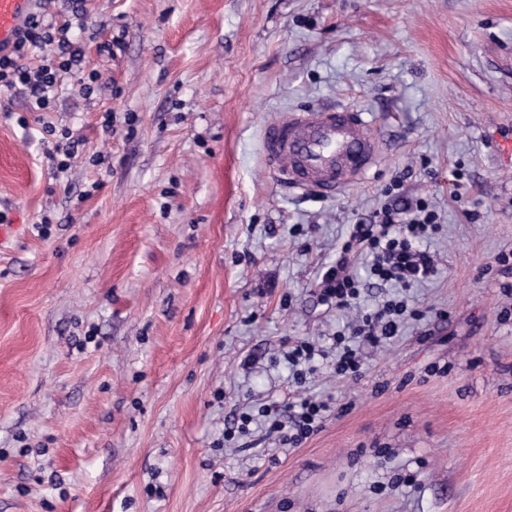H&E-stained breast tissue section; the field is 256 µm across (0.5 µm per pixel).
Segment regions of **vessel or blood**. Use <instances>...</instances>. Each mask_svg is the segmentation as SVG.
Here are the masks:
<instances>
[{"instance_id": "1", "label": "vessel or blood", "mask_w": 512, "mask_h": 512, "mask_svg": "<svg viewBox=\"0 0 512 512\" xmlns=\"http://www.w3.org/2000/svg\"><path fill=\"white\" fill-rule=\"evenodd\" d=\"M35 0H0V48L12 46ZM381 136L351 106L300 109L269 124L262 135L266 165L278 183L332 197L378 162Z\"/></svg>"}]
</instances>
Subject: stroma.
Wrapping results in <instances>:
<instances>
[{"mask_svg":"<svg viewBox=\"0 0 512 512\" xmlns=\"http://www.w3.org/2000/svg\"><path fill=\"white\" fill-rule=\"evenodd\" d=\"M82 21L123 40L85 44L101 90L65 80L49 112L0 90V214L23 217L0 244V512H512V0H85ZM344 104L380 162L332 198L281 187L263 126ZM48 122L77 145L62 173ZM397 177L440 214L410 296L446 319L359 381L316 375L349 409L301 447L225 445L292 394L288 339L346 323L319 274Z\"/></svg>","mask_w":512,"mask_h":512,"instance_id":"35a3bbf8","label":"stroma"}]
</instances>
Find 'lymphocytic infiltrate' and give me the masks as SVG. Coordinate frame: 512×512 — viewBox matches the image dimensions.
Listing matches in <instances>:
<instances>
[{"label": "lymphocytic infiltrate", "instance_id": "obj_1", "mask_svg": "<svg viewBox=\"0 0 512 512\" xmlns=\"http://www.w3.org/2000/svg\"><path fill=\"white\" fill-rule=\"evenodd\" d=\"M75 39L70 22L60 23L44 14L28 19L11 52L0 54V88L21 90L35 109L51 111L63 80L77 74L82 62L83 51ZM36 48L42 49L43 56L32 66L26 59ZM402 186L397 178L384 189L385 204L368 222L354 225L349 240L335 261L324 267L317 282L319 299L328 307L344 311L359 306L362 282L351 267L355 257L364 255L369 259L370 279L398 288V295L345 324L333 336L331 346H320L307 338L289 341L284 358L296 386L292 399L259 407L254 414L240 413L232 427L225 429V441L246 435L250 424L257 422L280 447H300L323 428L331 413L328 402L306 395L310 376L325 364L336 377L359 378L364 372L362 346L392 342L406 323L423 320L424 311L409 305L402 292L435 276V261L422 244L435 237L441 223L427 200L404 202Z\"/></svg>", "mask_w": 512, "mask_h": 512}]
</instances>
